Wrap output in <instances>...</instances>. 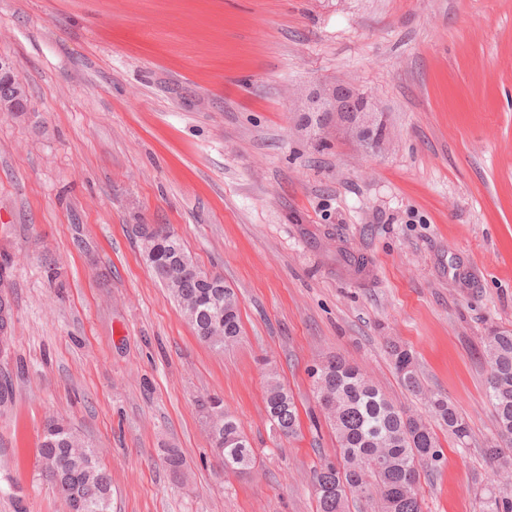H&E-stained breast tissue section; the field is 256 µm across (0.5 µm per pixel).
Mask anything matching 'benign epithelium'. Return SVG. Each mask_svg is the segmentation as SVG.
Masks as SVG:
<instances>
[{"instance_id": "benign-epithelium-1", "label": "benign epithelium", "mask_w": 512, "mask_h": 512, "mask_svg": "<svg viewBox=\"0 0 512 512\" xmlns=\"http://www.w3.org/2000/svg\"><path fill=\"white\" fill-rule=\"evenodd\" d=\"M310 100V111L320 113L324 121L332 120L347 126L361 145L376 150L386 145L387 138L374 136L384 124L383 114L372 108L367 93L349 85L336 84L313 91ZM30 112L25 87L15 78L11 63L0 58V115L24 117Z\"/></svg>"}]
</instances>
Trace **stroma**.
<instances>
[{
    "label": "stroma",
    "mask_w": 512,
    "mask_h": 512,
    "mask_svg": "<svg viewBox=\"0 0 512 512\" xmlns=\"http://www.w3.org/2000/svg\"><path fill=\"white\" fill-rule=\"evenodd\" d=\"M0 57L34 108L0 115V512H68L40 469L54 418L111 474L112 512H316L336 439L310 370L343 355L425 415L392 342L471 428L463 445L438 430L422 512H479L498 441L482 340L512 328V0H0ZM336 83L383 112L384 150L303 124ZM143 224L223 275L236 345L196 338ZM271 366L297 437L269 427ZM207 395L248 437L250 473H218ZM390 354L404 387L415 395H421L423 389L412 353L400 346L391 345Z\"/></svg>",
    "instance_id": "35a3bbf8"
}]
</instances>
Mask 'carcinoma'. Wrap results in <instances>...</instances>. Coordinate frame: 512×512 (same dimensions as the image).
<instances>
[{
    "instance_id": "obj_1",
    "label": "carcinoma",
    "mask_w": 512,
    "mask_h": 512,
    "mask_svg": "<svg viewBox=\"0 0 512 512\" xmlns=\"http://www.w3.org/2000/svg\"><path fill=\"white\" fill-rule=\"evenodd\" d=\"M158 240L142 247L143 255L156 278L167 288L181 315L191 324L197 338L214 350L235 345L241 336V323L234 292L223 288L226 328L221 337L211 335V303L214 289L206 283L207 272L184 252L188 264L176 268L168 263L170 243L181 244L164 227L157 229ZM490 366L486 395L501 443L484 449L490 465L512 476V458L505 449L512 447V328H493L484 339ZM400 380L416 394L423 393L412 353L400 346H390ZM317 396L329 400L322 407L324 416L336 433V460L324 459L313 471L312 484L317 497V512H347L349 499L365 497L372 490L379 493L380 512H421L417 489L420 472L434 468L442 449L431 425L421 422L408 410L395 405L355 363L343 357H330L310 372ZM266 410L271 429L292 437L299 423L293 396L280 382L277 371H267ZM427 406L433 418L448 430V436L460 444L470 438L469 425L447 397L432 393ZM75 433L68 424H46L39 448L44 475L51 481L58 477L79 496L65 498L69 512H111L112 480L95 462L73 464L66 452V440ZM212 447H224V469L249 468L254 457L248 438L234 417L224 413L217 431L211 433ZM480 512H512V490L487 491L480 500Z\"/></svg>"
}]
</instances>
